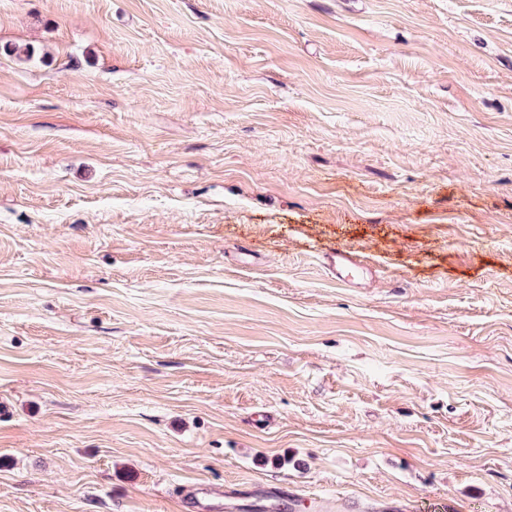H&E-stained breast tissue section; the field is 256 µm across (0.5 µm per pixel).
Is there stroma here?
Here are the masks:
<instances>
[{
  "mask_svg": "<svg viewBox=\"0 0 512 512\" xmlns=\"http://www.w3.org/2000/svg\"><path fill=\"white\" fill-rule=\"evenodd\" d=\"M232 483L512 512V0H0V512ZM328 269L336 275V278L347 285H357L365 280L371 273L368 266L362 263L357 254L336 247L325 256Z\"/></svg>",
  "mask_w": 512,
  "mask_h": 512,
  "instance_id": "stroma-1",
  "label": "stroma"
}]
</instances>
